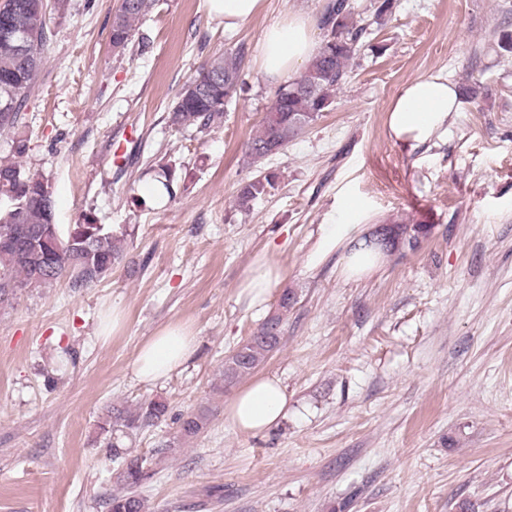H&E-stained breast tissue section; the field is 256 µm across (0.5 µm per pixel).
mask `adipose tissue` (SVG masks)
Masks as SVG:
<instances>
[{
    "instance_id": "obj_1",
    "label": "adipose tissue",
    "mask_w": 512,
    "mask_h": 512,
    "mask_svg": "<svg viewBox=\"0 0 512 512\" xmlns=\"http://www.w3.org/2000/svg\"><path fill=\"white\" fill-rule=\"evenodd\" d=\"M316 50L311 22L295 12L265 29L259 41V62L263 72L280 81H295ZM455 84L440 76H429L404 85L392 101L388 127L393 137L411 147L428 142L448 123L458 109ZM350 206L341 209L342 218L332 225L327 236L331 246L347 244L349 254L342 257L347 277L362 275L382 262L384 252L370 232L369 225L349 220ZM282 279L280 268L266 257L250 266L240 288L251 304L266 302L272 288ZM197 338L187 327L169 324L160 328L140 348L132 372L143 382H157L180 371L191 362ZM288 413V397L278 379L259 376L239 389L225 408L226 422L238 432L258 434L270 429Z\"/></svg>"
}]
</instances>
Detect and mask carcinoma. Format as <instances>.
Segmentation results:
<instances>
[{"mask_svg": "<svg viewBox=\"0 0 512 512\" xmlns=\"http://www.w3.org/2000/svg\"><path fill=\"white\" fill-rule=\"evenodd\" d=\"M13 8L0 10V133L9 135L8 155L0 160V305L11 304L25 288H46L68 278L73 286L84 287L112 271L125 258V239L114 234L89 215L62 231L56 224L54 207L43 202L51 191L49 178L39 169L23 164L29 139L22 131V112L35 87L42 65V50L54 36L47 9L60 16L70 0H9ZM155 0H122L112 17V48L124 50L134 37L138 23ZM320 25L329 35L301 76L278 88L270 110L256 134L245 145L249 164L257 166L282 151L319 115L329 109L336 91L349 77V62L366 34V27L354 20L349 0H330ZM23 30L35 34L27 57H20L9 35ZM239 47L206 59L185 83L169 111L170 123L180 129H206L224 117L232 99L243 90ZM276 186V175L258 172L243 183L236 205L247 211L253 202ZM385 246L415 247L430 227L425 224H394L388 228ZM284 294L279 313L239 345V353L224 358L223 389L228 390L251 376L277 349L280 338L267 340L271 325L280 326L291 306ZM168 405L161 399L145 401L133 410L114 406L98 424L99 434L112 456L120 460L117 482L120 489L105 501L107 512H150L138 489L152 478V460L119 450L118 439L165 420ZM209 412L199 410L178 420L179 439L197 436L207 426Z\"/></svg>", "mask_w": 512, "mask_h": 512, "instance_id": "carcinoma-1", "label": "carcinoma"}]
</instances>
